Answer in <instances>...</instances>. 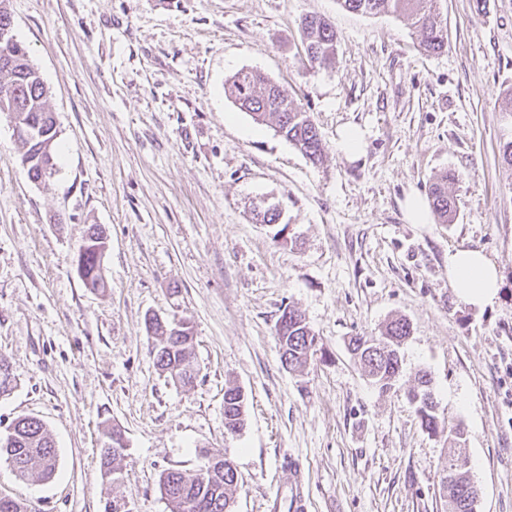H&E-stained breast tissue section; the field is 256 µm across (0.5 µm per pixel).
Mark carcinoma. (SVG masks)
Returning <instances> with one entry per match:
<instances>
[{"mask_svg":"<svg viewBox=\"0 0 512 512\" xmlns=\"http://www.w3.org/2000/svg\"><path fill=\"white\" fill-rule=\"evenodd\" d=\"M349 12L377 15H405L413 20L418 33L419 47L437 54L448 47V30L443 22L438 2L440 0H337ZM304 53L312 64L328 65L336 55V32L331 24L318 16L302 21ZM225 93L244 112L263 123L275 120L278 133L299 149L314 163L322 161L323 147L318 129L310 115L288 100L280 87L258 71L241 70L225 81ZM9 93L7 106H0V117H14L31 121L38 126L36 135L20 139L23 148L21 160L28 162L27 173L32 180L50 181L57 172L55 141L56 120L49 106V91L38 70L31 63L26 47L18 45L16 54L7 62H0V94ZM457 175L446 171L433 179L429 188V202L437 217L446 222L455 208V198L448 194V183ZM102 228L89 226L83 243L78 249L81 267L77 275L87 288L105 287L101 267ZM147 330L159 339L156 346V365L172 379L184 386L193 384L197 367L191 353L193 336L189 327L181 326L177 338L165 334L159 322L146 323ZM411 333L410 324L403 318L389 321L379 344L365 336H353L349 341L352 353L363 365L367 376L380 391L391 388L400 376L401 360L398 356L402 340ZM281 363L295 369L307 364L316 352L318 340L303 321L302 314L293 308L282 310L276 324ZM15 388L8 361L0 357V397L8 396ZM416 402V413L421 426L430 433L448 431V444L455 447L464 436L462 427L451 424L436 412L437 404L432 391L429 373L419 370L415 385L409 392ZM245 423V394L238 386L224 389V430L236 434ZM14 438L11 447L0 452L8 453V460L21 476L36 470L51 478L56 470L57 453L53 436L47 426L31 417L13 421ZM101 469L106 473L118 470L115 461L123 456L125 435L119 428L104 431ZM229 457L221 453H206L204 461L193 471L166 470L159 476L161 494L174 506V512H234V494L237 470L227 463ZM458 458L448 452V464L441 474V484L446 487V512H471L470 506L476 485L468 473L457 469Z\"/></svg>","mask_w":512,"mask_h":512,"instance_id":"carcinoma-1","label":"carcinoma"}]
</instances>
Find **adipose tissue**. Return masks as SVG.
<instances>
[{"instance_id":"adipose-tissue-1","label":"adipose tissue","mask_w":512,"mask_h":512,"mask_svg":"<svg viewBox=\"0 0 512 512\" xmlns=\"http://www.w3.org/2000/svg\"><path fill=\"white\" fill-rule=\"evenodd\" d=\"M448 280L469 304L486 307L498 297L501 277L497 266L477 249H457L448 254Z\"/></svg>"}]
</instances>
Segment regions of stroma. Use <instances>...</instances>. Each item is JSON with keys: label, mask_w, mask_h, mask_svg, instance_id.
<instances>
[{"label": "stroma", "mask_w": 512, "mask_h": 512, "mask_svg": "<svg viewBox=\"0 0 512 512\" xmlns=\"http://www.w3.org/2000/svg\"><path fill=\"white\" fill-rule=\"evenodd\" d=\"M13 33L49 90L58 173L34 183L0 120V356L17 382L0 425L40 419L56 471L19 476L0 458V497L32 512H172L162 471L221 452L239 476L235 512H271L302 471L311 512H445L447 436L422 429L407 397L418 370L460 424L456 452L478 512H512V0H441L448 48L428 55L406 18L337 0H8ZM328 19L332 64L307 62L301 23ZM257 70L310 113L324 149L310 162L272 123L224 93ZM362 153L337 148L347 127ZM453 220L413 224L445 171ZM278 206V223L261 215ZM108 233L107 286L75 272L88 225ZM479 249L503 279L477 308L448 282V253ZM305 314L319 351L282 366L276 322ZM190 326L199 373L155 366L147 318ZM405 318L399 380L379 391L348 349ZM246 397L224 431V387ZM127 448L122 479L100 465L105 425Z\"/></svg>", "instance_id": "1"}]
</instances>
